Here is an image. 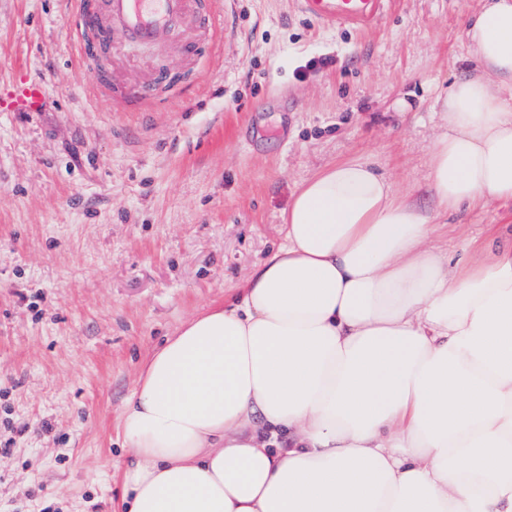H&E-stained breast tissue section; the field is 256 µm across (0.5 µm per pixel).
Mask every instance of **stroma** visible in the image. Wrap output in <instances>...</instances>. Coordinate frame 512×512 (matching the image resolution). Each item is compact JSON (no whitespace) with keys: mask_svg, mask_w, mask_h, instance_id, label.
Returning <instances> with one entry per match:
<instances>
[{"mask_svg":"<svg viewBox=\"0 0 512 512\" xmlns=\"http://www.w3.org/2000/svg\"><path fill=\"white\" fill-rule=\"evenodd\" d=\"M196 2L217 35L115 45L103 75L71 0H0V88H48L43 111L0 112V512H116L118 421L144 360L232 300L326 166L374 162L434 212L450 260L491 224L512 241L511 201L439 215L427 190L436 102L476 65L480 0H393L368 30L293 0Z\"/></svg>","mask_w":512,"mask_h":512,"instance_id":"1","label":"stroma"}]
</instances>
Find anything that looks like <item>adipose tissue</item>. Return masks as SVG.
Returning <instances> with one entry per match:
<instances>
[{
	"label": "adipose tissue",
	"instance_id": "1",
	"mask_svg": "<svg viewBox=\"0 0 512 512\" xmlns=\"http://www.w3.org/2000/svg\"><path fill=\"white\" fill-rule=\"evenodd\" d=\"M440 100L438 207L512 200V0ZM366 158L304 181L235 302L144 363L122 512H512V244L451 262Z\"/></svg>",
	"mask_w": 512,
	"mask_h": 512
}]
</instances>
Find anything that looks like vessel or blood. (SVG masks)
I'll list each match as a JSON object with an SVG mask.
<instances>
[{
  "label": "vessel or blood",
  "mask_w": 512,
  "mask_h": 512,
  "mask_svg": "<svg viewBox=\"0 0 512 512\" xmlns=\"http://www.w3.org/2000/svg\"><path fill=\"white\" fill-rule=\"evenodd\" d=\"M190 0H104L100 11L91 13L86 0H74L73 29L82 34L94 25L104 34L119 32L129 46L163 44L181 37L195 26ZM299 10L326 27L368 29L387 12L391 0H295ZM48 102L42 79L25 77L0 93V109L10 112H40Z\"/></svg>",
  "instance_id": "obj_1"
}]
</instances>
